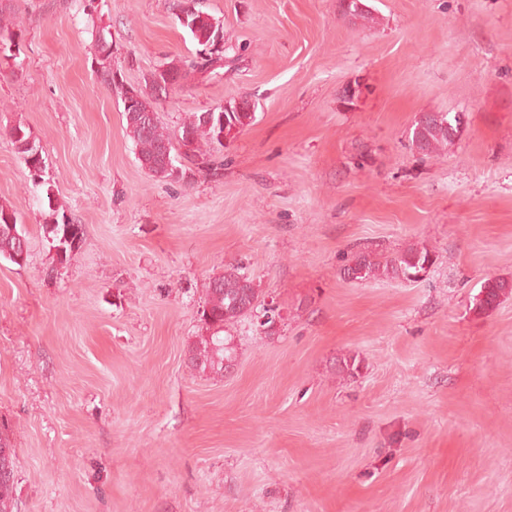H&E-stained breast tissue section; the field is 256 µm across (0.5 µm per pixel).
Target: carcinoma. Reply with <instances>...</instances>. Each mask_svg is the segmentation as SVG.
<instances>
[{
    "label": "carcinoma",
    "instance_id": "carcinoma-1",
    "mask_svg": "<svg viewBox=\"0 0 512 512\" xmlns=\"http://www.w3.org/2000/svg\"><path fill=\"white\" fill-rule=\"evenodd\" d=\"M342 15L374 20L364 0H351L344 6L339 0ZM179 19L193 41L199 46L195 60L171 61L175 68L174 87L192 74H218L224 68V36L220 23L211 15L189 5L182 8ZM100 82L107 87L117 84L112 71V43L106 38L105 28L96 30ZM164 78L161 69L144 76V84L136 87L144 103H155L152 89L156 79ZM256 119L255 104L242 98V106L229 103L225 109L213 112H192L173 130L155 117L147 125L125 121L126 135L136 148L140 166L153 178L178 183L194 171L214 174L222 166L220 155L224 142L234 134L253 124ZM456 118L443 113L439 120L430 113L421 114L412 126V146L424 154L443 150L459 135ZM9 136L19 158L27 169L39 174H30L36 187L44 188L48 211L44 212L45 224L41 229L49 247L54 249L53 260L64 266L80 249L84 239V227L71 224L65 212L53 203L52 179L46 177V166L42 149L32 140L31 133L21 125L10 128ZM29 251L28 239L21 229L16 212L0 205V257L10 261ZM431 252L426 247L412 245L392 256L378 257L370 250L355 252L343 268V275L351 281H368L383 278L415 282L432 265ZM205 301L201 312V333L188 346L189 363L199 373L213 377H224L229 363L235 360V348L227 327L258 313L259 293L254 278L239 267L224 270L204 284ZM512 295V281L488 278L480 286L475 298V308L480 311L492 309ZM16 486L15 461L8 435L0 432V512H15Z\"/></svg>",
    "mask_w": 512,
    "mask_h": 512
}]
</instances>
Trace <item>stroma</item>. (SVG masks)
Masks as SVG:
<instances>
[{
	"mask_svg": "<svg viewBox=\"0 0 512 512\" xmlns=\"http://www.w3.org/2000/svg\"><path fill=\"white\" fill-rule=\"evenodd\" d=\"M181 2L0 0L20 48L0 58V203L30 247L0 258L17 512H512V297L473 308L485 279L512 281V0H367L370 22L338 0H196L224 68L172 88L161 121L244 96L256 119L217 175L169 184L137 161L95 29L136 85L195 57ZM425 112L464 118L441 154L409 140ZM19 123L85 227L64 266ZM416 243L418 282L341 273ZM237 265L283 320L236 323L213 378L187 347L204 282Z\"/></svg>",
	"mask_w": 512,
	"mask_h": 512,
	"instance_id": "obj_1",
	"label": "stroma"
}]
</instances>
